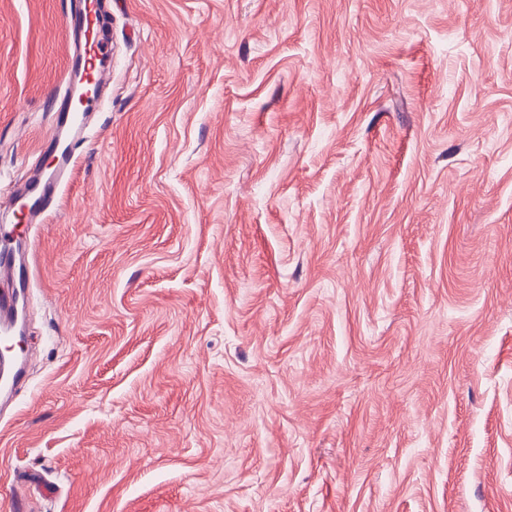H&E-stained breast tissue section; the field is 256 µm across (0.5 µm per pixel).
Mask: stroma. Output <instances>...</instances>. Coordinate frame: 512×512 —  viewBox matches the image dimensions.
Returning a JSON list of instances; mask_svg holds the SVG:
<instances>
[{
  "instance_id": "obj_1",
  "label": "stroma",
  "mask_w": 512,
  "mask_h": 512,
  "mask_svg": "<svg viewBox=\"0 0 512 512\" xmlns=\"http://www.w3.org/2000/svg\"><path fill=\"white\" fill-rule=\"evenodd\" d=\"M0 0V197L68 104ZM0 512H512V0H107Z\"/></svg>"
}]
</instances>
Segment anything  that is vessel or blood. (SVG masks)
<instances>
[{
  "label": "vessel or blood",
  "instance_id": "vessel-or-blood-1",
  "mask_svg": "<svg viewBox=\"0 0 512 512\" xmlns=\"http://www.w3.org/2000/svg\"><path fill=\"white\" fill-rule=\"evenodd\" d=\"M102 19V0H76L74 7L64 14V26L79 42L77 53L71 57L72 67L66 68L59 79L65 92H72L78 81L96 91L106 79L103 61L108 54V45L100 36ZM70 129L72 143L51 148L49 165L36 168L27 177L23 193L15 198L26 223L39 222L43 215L57 207L59 184L74 167V142L81 139L84 130V113L80 109L71 112ZM34 248L35 243L30 239L17 250L6 246L0 248V394L17 390L24 379L10 346L17 341L18 322L31 298Z\"/></svg>",
  "mask_w": 512,
  "mask_h": 512
}]
</instances>
